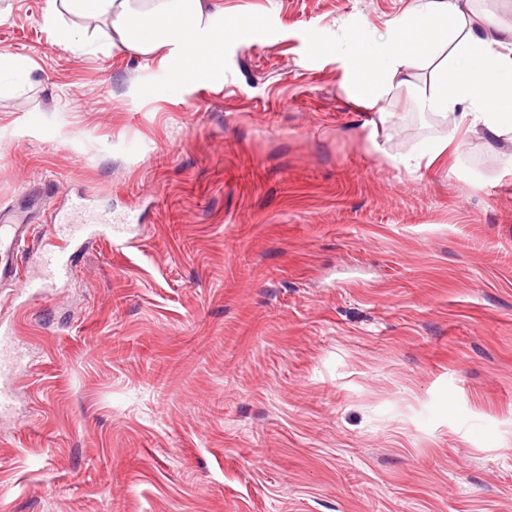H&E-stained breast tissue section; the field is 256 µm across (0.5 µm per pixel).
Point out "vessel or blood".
<instances>
[{"mask_svg": "<svg viewBox=\"0 0 512 512\" xmlns=\"http://www.w3.org/2000/svg\"><path fill=\"white\" fill-rule=\"evenodd\" d=\"M38 205L29 200L26 206L0 207V285L23 289H45L68 282L74 274L71 255L57 249L40 253L37 257V275L22 274L21 247L36 230L30 223L29 214ZM56 234L59 240L77 244L97 235L106 236L112 247L119 249L129 245L122 225L113 223L112 215L96 210L89 194H77L68 200L65 212L57 213Z\"/></svg>", "mask_w": 512, "mask_h": 512, "instance_id": "vessel-or-blood-1", "label": "vessel or blood"}]
</instances>
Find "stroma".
Listing matches in <instances>:
<instances>
[{
    "instance_id": "stroma-1",
    "label": "stroma",
    "mask_w": 512,
    "mask_h": 512,
    "mask_svg": "<svg viewBox=\"0 0 512 512\" xmlns=\"http://www.w3.org/2000/svg\"><path fill=\"white\" fill-rule=\"evenodd\" d=\"M412 0H224L259 34L177 76L0 0V205L77 192L135 243L0 322V512H512V138L405 159L452 119L352 103V56ZM28 63L24 58L19 56L0 53V81L3 78L24 79L28 73Z\"/></svg>"
}]
</instances>
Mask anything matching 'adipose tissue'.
I'll list each match as a JSON object with an SVG mask.
<instances>
[{"instance_id":"adipose-tissue-1","label":"adipose tissue","mask_w":512,"mask_h":512,"mask_svg":"<svg viewBox=\"0 0 512 512\" xmlns=\"http://www.w3.org/2000/svg\"><path fill=\"white\" fill-rule=\"evenodd\" d=\"M71 16L105 21L109 49L164 62L176 56L192 72L214 67L228 31L223 0H48L43 26L56 44L71 45ZM409 28L420 35L419 51L403 44ZM393 88L411 91L422 111L454 117L444 140L417 153L414 169L448 164L459 132L493 141L512 133V25L463 13L455 0H412L377 51L358 55L347 94L371 108Z\"/></svg>"}]
</instances>
